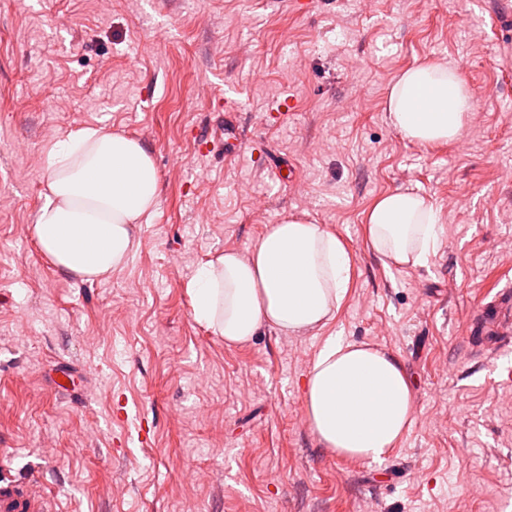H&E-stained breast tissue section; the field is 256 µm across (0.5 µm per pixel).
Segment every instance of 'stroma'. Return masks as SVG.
Segmentation results:
<instances>
[{"mask_svg":"<svg viewBox=\"0 0 512 512\" xmlns=\"http://www.w3.org/2000/svg\"><path fill=\"white\" fill-rule=\"evenodd\" d=\"M491 2L0 0V476L39 477L57 512H512V346L474 332L512 291V30ZM418 62L473 90L455 142L388 122L389 85ZM228 109L247 136L229 162ZM87 126L151 150L160 204L128 264L82 282L31 226L49 146ZM396 189L440 210L427 265L369 244L366 213ZM289 216L346 245L348 293L312 333L225 346L186 284ZM335 335L411 381L413 426L383 462L311 430L303 382Z\"/></svg>","mask_w":512,"mask_h":512,"instance_id":"1","label":"stroma"}]
</instances>
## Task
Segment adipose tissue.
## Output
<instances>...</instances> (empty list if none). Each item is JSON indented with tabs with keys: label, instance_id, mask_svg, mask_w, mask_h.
<instances>
[{
	"label": "adipose tissue",
	"instance_id": "ef3b65f1",
	"mask_svg": "<svg viewBox=\"0 0 512 512\" xmlns=\"http://www.w3.org/2000/svg\"><path fill=\"white\" fill-rule=\"evenodd\" d=\"M473 92L457 67L416 64L391 83L388 120L405 140L428 146L459 139ZM159 203V174L141 141L85 127L47 152L45 189L32 226L39 250L83 281L121 270L136 230ZM385 265L421 266L435 254L440 210L425 195L397 190L366 216ZM351 256L325 225L287 217L267 225L248 253L228 249L200 262L187 283L195 320L233 346L265 328L284 335L322 328L345 298ZM306 414L318 442L341 456L381 462L414 419L400 359L364 343L328 337L306 378Z\"/></svg>",
	"mask_w": 512,
	"mask_h": 512
}]
</instances>
